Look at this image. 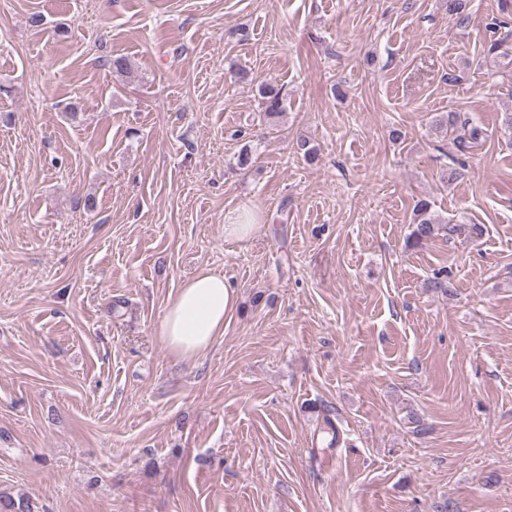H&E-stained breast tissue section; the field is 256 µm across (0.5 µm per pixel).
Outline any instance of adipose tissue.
<instances>
[{"instance_id": "obj_1", "label": "adipose tissue", "mask_w": 512, "mask_h": 512, "mask_svg": "<svg viewBox=\"0 0 512 512\" xmlns=\"http://www.w3.org/2000/svg\"><path fill=\"white\" fill-rule=\"evenodd\" d=\"M236 305V291L223 275L200 271L168 301L158 333L176 354L206 352L223 335L224 318Z\"/></svg>"}]
</instances>
